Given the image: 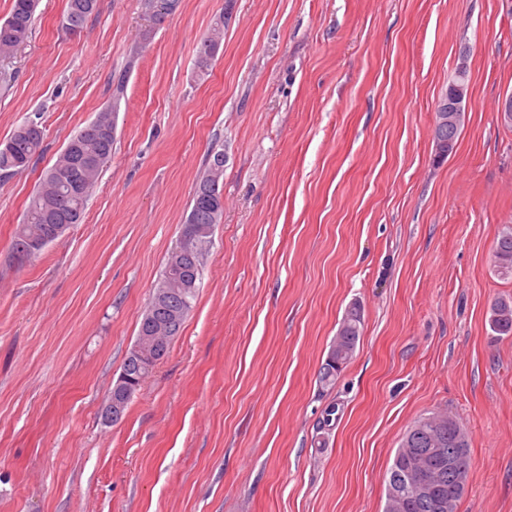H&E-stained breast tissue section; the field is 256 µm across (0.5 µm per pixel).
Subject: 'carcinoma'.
<instances>
[{
    "label": "carcinoma",
    "mask_w": 512,
    "mask_h": 512,
    "mask_svg": "<svg viewBox=\"0 0 512 512\" xmlns=\"http://www.w3.org/2000/svg\"><path fill=\"white\" fill-rule=\"evenodd\" d=\"M99 0H67L62 26L77 34L89 17L98 10ZM37 0H12L9 16L0 22V62L13 57L32 31ZM224 18L201 38L197 57V76L207 75L224 40ZM123 79H118L112 106L99 112L93 122L73 135L54 163L40 177V183L24 213L17 231L14 248L20 256L31 257L30 248H41L56 240V228L67 230L80 222L86 204L98 186L103 167L112 158L114 145V112L123 93ZM462 128V122L451 130L434 129L436 150L450 155ZM43 129L33 120L16 127L9 140L0 145V173L7 176L26 170L39 156ZM224 188V153L209 156L192 198V206L182 225L179 243L171 251L159 287L155 288L149 305L156 309L153 318L143 316L135 347L129 351L122 366L136 393L155 366L167 355L172 341L180 335L192 308L199 282L204 254L189 260L182 256V242L191 237L200 224L221 223L224 208L212 203L214 195ZM494 263L499 274L512 276V225H504L494 247ZM363 312L361 306L347 307L336 336L331 342L320 372L324 387L335 385L356 351L360 340ZM489 326L501 336L512 335V296L497 298L490 308ZM434 459L432 498L416 494L415 487L421 461ZM459 459L464 472L470 471V434L454 416L433 411L416 419L397 448L388 470L383 512H457L458 503L467 491L468 481L458 480L448 470V458Z\"/></svg>",
    "instance_id": "cac0c4a2"
}]
</instances>
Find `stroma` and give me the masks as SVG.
<instances>
[{
  "mask_svg": "<svg viewBox=\"0 0 512 512\" xmlns=\"http://www.w3.org/2000/svg\"><path fill=\"white\" fill-rule=\"evenodd\" d=\"M65 11L39 0L0 85V143L29 117L44 131L0 181V512H383L402 435L444 409L471 437L458 512H512V335L488 324L512 295L493 258L512 224V0H182L160 23L99 0L77 34ZM461 66L468 112L441 158L434 109ZM120 78L82 221L19 259L41 172ZM214 149L224 215L193 308L104 422ZM355 301V355L321 387ZM224 15L214 24V26L201 38L200 48L197 57V76L204 78L212 61L217 56L222 42L224 40Z\"/></svg>",
  "mask_w": 512,
  "mask_h": 512,
  "instance_id": "1",
  "label": "stroma"
}]
</instances>
